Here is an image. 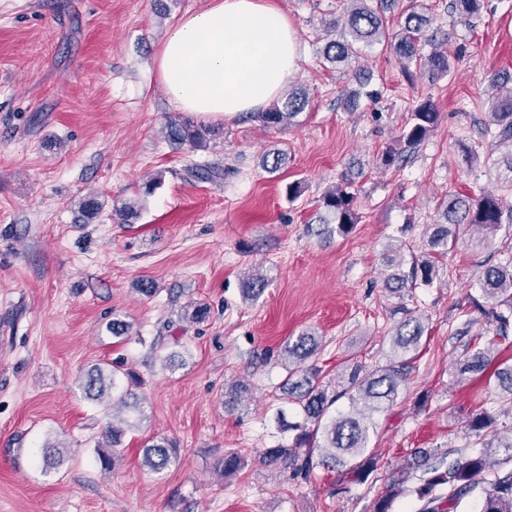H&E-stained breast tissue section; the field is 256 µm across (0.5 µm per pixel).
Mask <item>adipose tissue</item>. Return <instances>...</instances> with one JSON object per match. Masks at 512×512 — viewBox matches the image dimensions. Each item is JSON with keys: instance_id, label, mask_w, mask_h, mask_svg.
<instances>
[{"instance_id": "obj_1", "label": "adipose tissue", "mask_w": 512, "mask_h": 512, "mask_svg": "<svg viewBox=\"0 0 512 512\" xmlns=\"http://www.w3.org/2000/svg\"><path fill=\"white\" fill-rule=\"evenodd\" d=\"M299 39L273 0H208L182 14L155 56L178 111L207 120L262 111L298 70Z\"/></svg>"}]
</instances>
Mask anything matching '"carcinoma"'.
Returning a JSON list of instances; mask_svg holds the SVG:
<instances>
[{"instance_id": "obj_1", "label": "carcinoma", "mask_w": 512, "mask_h": 512, "mask_svg": "<svg viewBox=\"0 0 512 512\" xmlns=\"http://www.w3.org/2000/svg\"><path fill=\"white\" fill-rule=\"evenodd\" d=\"M342 16L322 21L326 41L320 50L330 68L346 69L360 62L378 45L393 49L404 71L410 65L427 69L436 76L451 71L448 52L438 48L433 38H423L427 16L417 0H408L402 12L399 29L389 30L382 13L370 5L371 0H344ZM482 0H451V9L463 16L478 13ZM431 51L423 53L424 47ZM308 106V97L300 88L288 90L280 102L257 116L267 128L283 129L295 125ZM439 112L424 100L410 113L401 130L399 142L404 150L418 148L436 127ZM215 127L174 120L165 126V138L178 147L205 148L219 136ZM485 135L491 138L493 150L503 155L508 176L502 181L505 192L512 194V86L499 87L488 112ZM320 208L318 223L321 233L346 235L359 223L352 179L327 189ZM512 224V203L503 196L482 194L474 199L468 195H453L436 205V220L427 225L429 254L407 263L400 261L384 277L385 287L392 293L410 291L420 286L430 287L440 280L438 258L458 240L468 238L471 245L487 243L505 225ZM268 280L256 271L249 275L244 298H258ZM471 307L492 326L491 335L479 337L482 346L461 359L460 375L488 374L487 382L495 381L501 388V398L512 406V362H494L496 347L512 339V261L486 269L479 280V295L471 297ZM403 317L391 333L390 355L385 365L369 370L350 363L341 373L342 381L334 384L324 380L323 372L314 361L319 348L315 336L303 332L288 339L283 348L285 377L280 383L285 403L290 405L298 420L291 422L280 412L278 422L285 431L294 432L292 443L266 448L262 452L265 466L292 479L307 478L317 469L340 471L357 482H363L377 467V458L369 448L371 433L376 429L374 416L393 408L401 390L415 369L425 326L419 316L402 310ZM138 382L133 372L119 373L108 362L94 365L82 378L84 395L104 404V409L123 407L140 410L141 399L133 391ZM347 401V407L338 403ZM468 429L476 443L485 448L477 455L450 457V451L440 447L423 449L411 454L406 469L424 470L426 478L415 489L422 507L419 512H458L472 497L479 498L474 512H512V426L499 425V416L484 409L472 414ZM125 430L115 424L104 429L105 448L98 449L101 468L112 469L121 457V438ZM503 449L499 459L494 450ZM177 457L171 441L148 445L142 449L141 466L161 474ZM245 460L228 454L218 460L216 469L226 475L244 467ZM402 494L394 482L378 500L374 512H392L394 501Z\"/></svg>"}]
</instances>
